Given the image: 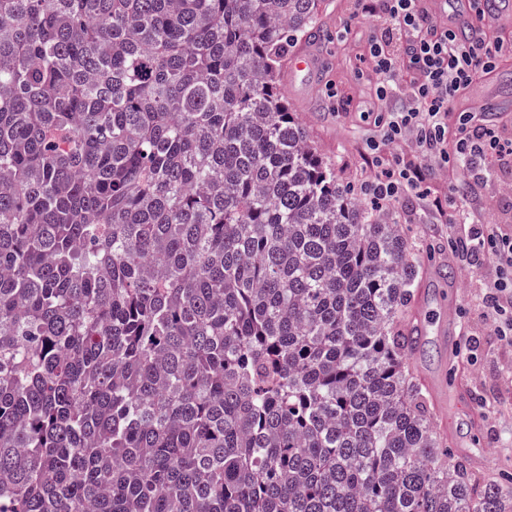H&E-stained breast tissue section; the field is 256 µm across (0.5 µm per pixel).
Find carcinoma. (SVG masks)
Here are the masks:
<instances>
[{
    "label": "carcinoma",
    "mask_w": 512,
    "mask_h": 512,
    "mask_svg": "<svg viewBox=\"0 0 512 512\" xmlns=\"http://www.w3.org/2000/svg\"><path fill=\"white\" fill-rule=\"evenodd\" d=\"M321 0H0V512H512L437 453L422 243L288 111Z\"/></svg>",
    "instance_id": "obj_1"
}]
</instances>
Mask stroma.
Masks as SVG:
<instances>
[{"label":"stroma","instance_id":"stroma-1","mask_svg":"<svg viewBox=\"0 0 512 512\" xmlns=\"http://www.w3.org/2000/svg\"><path fill=\"white\" fill-rule=\"evenodd\" d=\"M387 22L381 0L368 14L358 0H323L324 38L301 43L325 51L323 84L311 90L302 74L281 75L289 111L322 156L338 161L340 181L356 187L398 155L426 162L411 143L389 144L378 154L371 149L380 134L376 118L396 104L378 100L366 55L369 37ZM456 206L512 234V170L493 169L489 180L476 184L459 172H435L419 192L400 200L397 216L405 233L427 244L416 303L426 352L411 363L448 438L449 459L465 457L477 470L512 477V341L498 336L483 302L496 276L493 262L480 255L464 258L454 247L466 237L463 225L450 221Z\"/></svg>","mask_w":512,"mask_h":512}]
</instances>
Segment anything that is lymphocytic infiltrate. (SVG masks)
Masks as SVG:
<instances>
[{"instance_id": "obj_1", "label": "lymphocytic infiltrate", "mask_w": 512, "mask_h": 512, "mask_svg": "<svg viewBox=\"0 0 512 512\" xmlns=\"http://www.w3.org/2000/svg\"><path fill=\"white\" fill-rule=\"evenodd\" d=\"M389 24L368 41V57L376 80L378 98L390 93L401 96L399 108L388 112L381 138L393 141L412 136L427 156L439 165L458 164L461 157L474 158L465 175L483 181L491 166L512 165V137L493 126L475 123L470 112H455L454 106L477 79L489 76L505 45L489 33L459 38L454 29L435 23L425 0H384ZM456 134H449V122ZM422 170L405 161L381 171L367 181L362 191L371 202H396L408 189L424 181ZM458 223L467 225L469 239L492 254L497 277L490 285L486 304L500 335L512 336V234L496 225L458 213Z\"/></svg>"}]
</instances>
